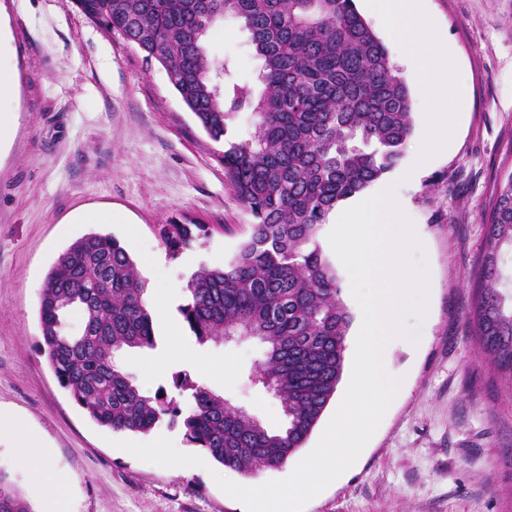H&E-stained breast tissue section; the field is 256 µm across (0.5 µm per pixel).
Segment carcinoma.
<instances>
[{
	"label": "carcinoma",
	"mask_w": 512,
	"mask_h": 512,
	"mask_svg": "<svg viewBox=\"0 0 512 512\" xmlns=\"http://www.w3.org/2000/svg\"><path fill=\"white\" fill-rule=\"evenodd\" d=\"M75 4L159 63L210 138L224 140L225 176L252 222L224 267L203 265L190 276L179 311L201 344L226 336L259 341L245 384L272 391L287 422L270 430L185 373L173 383L189 394L187 410L158 391L141 392L114 357L125 346H155L152 316L134 261L110 235L90 233L59 256L41 297L40 347L60 386L99 425L147 433L166 419L230 470L278 469L303 448L333 399L354 321L321 229L343 201L398 165L413 130L408 87L355 0ZM226 17L262 61L259 94L230 80L226 64L207 51V29ZM244 111L256 117L254 136L226 139L229 122ZM486 224L473 324L479 355L512 384V296L497 288L512 250V173ZM205 233L200 224L159 228L173 257ZM74 310L83 332L67 335L60 323ZM0 512H32L1 471Z\"/></svg>",
	"instance_id": "carcinoma-1"
}]
</instances>
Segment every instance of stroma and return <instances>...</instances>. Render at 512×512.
<instances>
[{"instance_id":"1","label":"stroma","mask_w":512,"mask_h":512,"mask_svg":"<svg viewBox=\"0 0 512 512\" xmlns=\"http://www.w3.org/2000/svg\"><path fill=\"white\" fill-rule=\"evenodd\" d=\"M457 67L460 108L447 153L415 169L426 122L417 77L408 86L415 127L399 165L369 194L396 183L422 244L429 296L424 319L409 317L417 341L388 347L386 370L402 386L358 460L313 497L303 512H512V387L480 357L470 324L486 235L485 214L512 173V0H423ZM210 55L255 82L261 63L236 22L207 33ZM0 67L15 76V123L0 148V412L15 417L51 448L66 477L65 512H246L223 492L215 461L163 467L113 447L115 439L164 436L204 456L181 427L146 433L97 424L62 388L39 349L40 296L58 256L97 232L127 246L145 288L178 289L165 317H154V348L115 357L147 394L164 389L180 406L176 372L224 396L263 424L285 423L272 393L248 391L245 371L259 355L251 341L198 344L179 308L200 266H223L252 221L224 175L223 143L213 141L159 64L122 35L86 18L72 0H0ZM109 224L84 223L89 211ZM201 224L198 244L170 257L157 227ZM199 362L173 355L174 344ZM0 470L40 512L28 470L0 435Z\"/></svg>"}]
</instances>
